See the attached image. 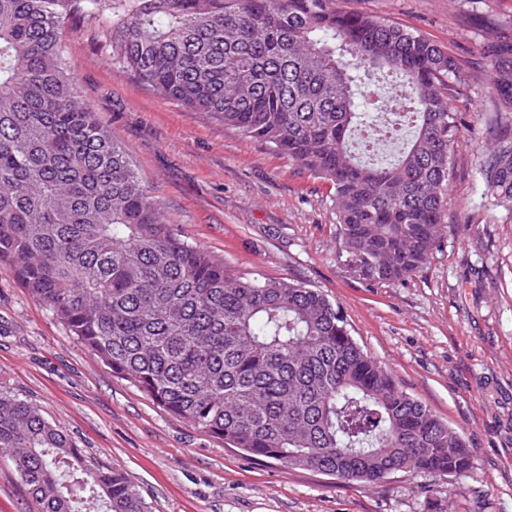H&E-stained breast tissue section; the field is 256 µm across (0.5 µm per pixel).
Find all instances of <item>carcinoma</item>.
<instances>
[{
  "label": "carcinoma",
  "mask_w": 512,
  "mask_h": 512,
  "mask_svg": "<svg viewBox=\"0 0 512 512\" xmlns=\"http://www.w3.org/2000/svg\"><path fill=\"white\" fill-rule=\"evenodd\" d=\"M103 14L141 84L328 181L340 249L373 282L418 273L446 232L460 60L335 0H0V263L23 287L113 375L252 456L368 484L466 476L464 437L364 352L338 305L235 276L165 221L65 55L68 23ZM489 55L507 116L512 41ZM479 173L512 209V137ZM0 455L39 512H149L123 472L2 392Z\"/></svg>",
  "instance_id": "1"
}]
</instances>
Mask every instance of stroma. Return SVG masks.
<instances>
[{
  "mask_svg": "<svg viewBox=\"0 0 512 512\" xmlns=\"http://www.w3.org/2000/svg\"><path fill=\"white\" fill-rule=\"evenodd\" d=\"M419 31L461 59L447 234L414 276L372 282L339 248L329 184L287 157L148 90L112 59L106 19L65 36L80 96L192 243L244 277L304 282L404 391L462 434L468 476L391 474L364 485L256 458L198 432L117 378L0 265V391L36 406L150 512H512V211L483 196L496 116L487 48L512 0H336ZM0 512H37L0 456Z\"/></svg>",
  "mask_w": 512,
  "mask_h": 512,
  "instance_id": "1",
  "label": "stroma"
}]
</instances>
